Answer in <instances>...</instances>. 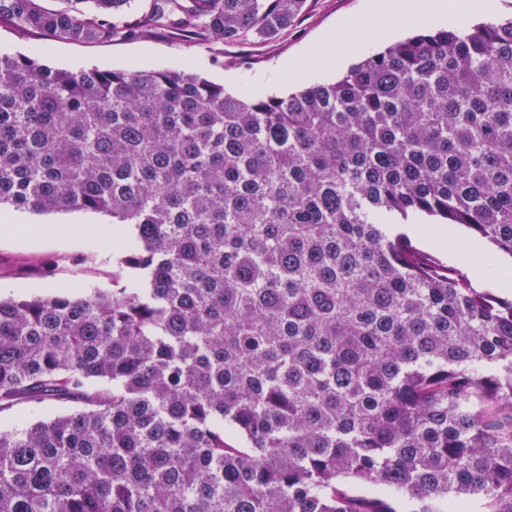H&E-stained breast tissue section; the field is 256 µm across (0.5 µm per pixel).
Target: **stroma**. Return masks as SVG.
<instances>
[{"label": "stroma", "instance_id": "1", "mask_svg": "<svg viewBox=\"0 0 512 512\" xmlns=\"http://www.w3.org/2000/svg\"><path fill=\"white\" fill-rule=\"evenodd\" d=\"M367 6L368 0H307L296 22L277 38L247 37L235 43H198L174 39L164 32L109 42H71L21 35L0 24V55H23L68 70L105 64L144 70L176 66L218 84L225 75H234L236 82L227 91L237 96H284L306 80L280 79V68L324 50L325 35L357 18ZM14 217L20 224H82L86 230L42 239L0 237V296L45 295L61 284L79 289L111 287L112 264L106 253L120 251L121 245L104 230L112 222L110 216L68 210L44 214L18 211Z\"/></svg>", "mask_w": 512, "mask_h": 512}]
</instances>
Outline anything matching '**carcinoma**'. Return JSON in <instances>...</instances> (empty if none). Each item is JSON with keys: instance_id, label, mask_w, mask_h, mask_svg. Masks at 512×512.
I'll return each instance as SVG.
<instances>
[{"instance_id": "cac0c4a2", "label": "carcinoma", "mask_w": 512, "mask_h": 512, "mask_svg": "<svg viewBox=\"0 0 512 512\" xmlns=\"http://www.w3.org/2000/svg\"><path fill=\"white\" fill-rule=\"evenodd\" d=\"M306 0H0L53 40L278 37ZM130 229L112 287L0 297V512H512V18L241 97L176 67L0 55V210ZM501 276L508 270L497 273ZM370 488L368 496L346 485ZM448 239L455 240L448 235V229L440 226L436 229L435 234L424 239L430 246L418 241L414 240V245L430 254H433L437 258L441 259L444 262L448 263V251L439 249V248H448ZM457 243V248L453 252V256L461 261H471L476 256H485L489 255L488 247L484 246L483 243L477 240H455ZM436 247V248H433ZM61 411L62 409L58 406H52L50 408L22 407L16 413L7 415L2 414L0 427H2V429H12L14 427L23 428Z\"/></svg>"}]
</instances>
